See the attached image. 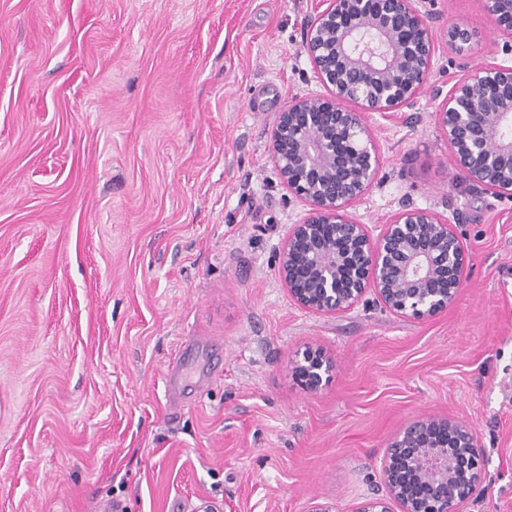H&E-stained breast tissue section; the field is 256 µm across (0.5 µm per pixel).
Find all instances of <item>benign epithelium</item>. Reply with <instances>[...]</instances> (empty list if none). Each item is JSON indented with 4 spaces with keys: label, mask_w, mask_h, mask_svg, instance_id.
<instances>
[{
    "label": "benign epithelium",
    "mask_w": 512,
    "mask_h": 512,
    "mask_svg": "<svg viewBox=\"0 0 512 512\" xmlns=\"http://www.w3.org/2000/svg\"><path fill=\"white\" fill-rule=\"evenodd\" d=\"M304 24L303 52L326 90L296 98L278 116L270 155L288 191L309 205L279 254L281 280L299 306L335 314L369 292L385 308L426 319L457 301L466 245L455 225L428 209L406 208L379 234L349 212L376 179L381 154L373 112L410 107L427 89L454 169L483 191L512 198V66L461 61L448 91L431 86L434 0H322ZM501 50L512 55V0H480ZM310 391L333 363L307 349L295 362ZM390 499L370 497L356 512H455L483 473L475 428L454 417L418 416L390 441L383 462ZM427 488L411 496L405 483Z\"/></svg>",
    "instance_id": "1"
}]
</instances>
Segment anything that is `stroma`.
<instances>
[{"instance_id":"35a3bbf8","label":"stroma","mask_w":512,"mask_h":512,"mask_svg":"<svg viewBox=\"0 0 512 512\" xmlns=\"http://www.w3.org/2000/svg\"><path fill=\"white\" fill-rule=\"evenodd\" d=\"M318 6L0 0V512H355L418 415L477 432L483 482L455 512H512V199L455 173L431 92L370 115L382 164L351 213L374 235L411 207L454 224L457 302L322 314L282 284L308 206L269 133L324 91L301 48ZM436 9L435 84L512 65L479 0ZM191 336L224 365L182 399L166 379ZM310 347L334 364L317 393L294 371Z\"/></svg>"}]
</instances>
